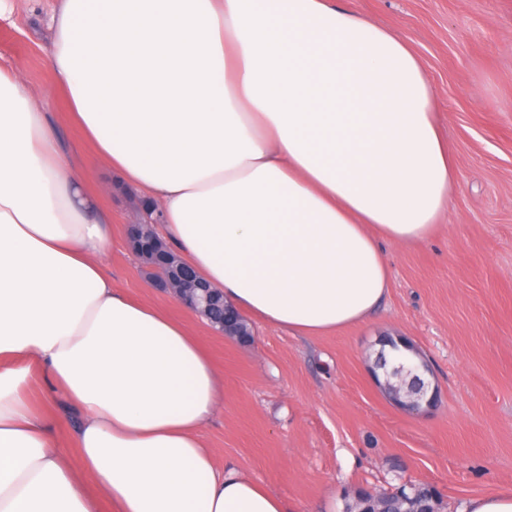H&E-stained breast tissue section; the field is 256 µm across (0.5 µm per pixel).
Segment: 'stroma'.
Segmentation results:
<instances>
[{"instance_id":"stroma-1","label":"stroma","mask_w":512,"mask_h":512,"mask_svg":"<svg viewBox=\"0 0 512 512\" xmlns=\"http://www.w3.org/2000/svg\"><path fill=\"white\" fill-rule=\"evenodd\" d=\"M404 39L434 87L433 110L456 181L442 227L425 243L385 244L390 285L366 322L321 336L254 326L255 341L214 335L149 288L113 194L112 282L164 306L200 336L224 381L204 430L219 463L280 495L291 512H349L355 493L435 485L447 512L512 491V0H344ZM56 0H9L0 64L14 67L60 128L89 186L112 172L83 143L54 85L49 19ZM406 337L438 390L433 407L394 405L373 374L378 339Z\"/></svg>"}]
</instances>
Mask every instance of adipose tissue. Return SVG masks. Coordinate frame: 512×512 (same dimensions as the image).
Masks as SVG:
<instances>
[{"label": "adipose tissue", "instance_id": "adipose-tissue-1", "mask_svg": "<svg viewBox=\"0 0 512 512\" xmlns=\"http://www.w3.org/2000/svg\"><path fill=\"white\" fill-rule=\"evenodd\" d=\"M51 26L70 121L115 188L253 319L367 321L383 243L427 241L448 209L420 60L341 0H57ZM111 222L0 66V512H287L218 467L222 381L185 322L113 285ZM60 404L82 414L64 438Z\"/></svg>", "mask_w": 512, "mask_h": 512}]
</instances>
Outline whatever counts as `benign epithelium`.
Segmentation results:
<instances>
[{
  "label": "benign epithelium",
  "mask_w": 512,
  "mask_h": 512,
  "mask_svg": "<svg viewBox=\"0 0 512 512\" xmlns=\"http://www.w3.org/2000/svg\"><path fill=\"white\" fill-rule=\"evenodd\" d=\"M160 216L136 215L126 224L129 243L148 268V283L170 295L176 303L205 319L211 332L227 338L235 335V325L226 311L224 296L210 287L158 236Z\"/></svg>",
  "instance_id": "7a95c632"
}]
</instances>
